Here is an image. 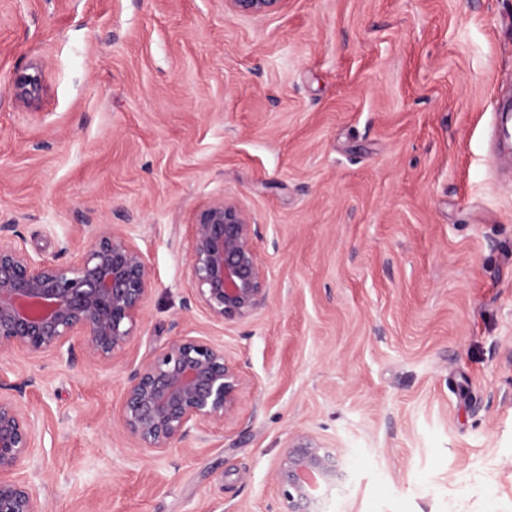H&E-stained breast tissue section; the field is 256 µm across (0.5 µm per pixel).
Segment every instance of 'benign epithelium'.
<instances>
[{"label": "benign epithelium", "mask_w": 512, "mask_h": 512, "mask_svg": "<svg viewBox=\"0 0 512 512\" xmlns=\"http://www.w3.org/2000/svg\"><path fill=\"white\" fill-rule=\"evenodd\" d=\"M242 16L281 11L286 0H226ZM26 100L39 89L37 76L12 86ZM0 228V354L15 350L30 359L71 354L81 337L89 355L112 364L142 320L153 287L146 256L133 236L98 224L70 263L37 259ZM259 227L234 200L218 198L195 215L189 275L199 306L215 322L245 319L263 308L270 283L255 242ZM243 377L224 343L184 333L137 363L116 415L123 434L142 450L161 456L192 431L219 424L234 413ZM38 418L13 394L0 393V512H47L32 486L12 472L30 456ZM337 477L333 454L317 437L301 435L277 471L283 512H314L316 490Z\"/></svg>", "instance_id": "1"}]
</instances>
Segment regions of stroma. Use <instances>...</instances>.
I'll list each match as a JSON object with an SVG mask.
<instances>
[{
  "mask_svg": "<svg viewBox=\"0 0 512 512\" xmlns=\"http://www.w3.org/2000/svg\"><path fill=\"white\" fill-rule=\"evenodd\" d=\"M511 96L512 0H0V225L58 262L125 226L154 282L112 365L79 340L0 358L39 417L16 479L48 512H281L275 470L311 434L331 512H512V167L488 164ZM222 197L271 283L224 324L189 276ZM190 328L244 384L157 457L110 418L133 362ZM236 15L264 17L281 11L287 0H225Z\"/></svg>",
  "mask_w": 512,
  "mask_h": 512,
  "instance_id": "stroma-1",
  "label": "stroma"
}]
</instances>
